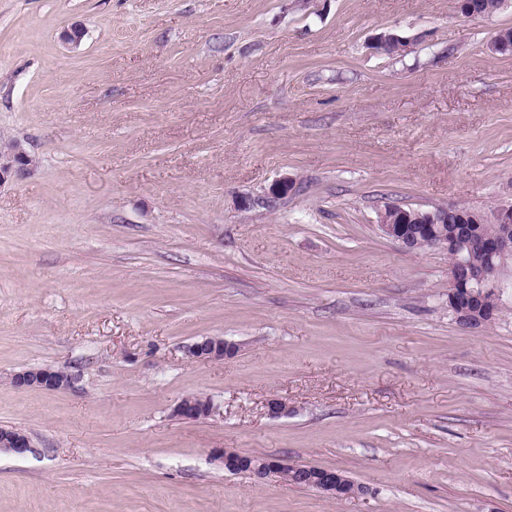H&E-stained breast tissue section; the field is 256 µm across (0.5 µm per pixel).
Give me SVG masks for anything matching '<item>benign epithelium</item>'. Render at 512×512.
I'll return each mask as SVG.
<instances>
[{"mask_svg": "<svg viewBox=\"0 0 512 512\" xmlns=\"http://www.w3.org/2000/svg\"><path fill=\"white\" fill-rule=\"evenodd\" d=\"M35 165V161L21 146L0 153V185L24 177ZM379 214L378 227L381 233L399 242L407 249H413L418 241L427 236V225L444 224L448 216L458 219L465 229L457 227L431 241V247H442L452 257L451 271L448 272V312L455 321L466 329H481L494 319L495 311L481 309L485 295L492 293L502 298L504 291L512 287V267L500 265L498 275L487 281L483 268L474 256L482 254L488 258H502L512 249V204L499 205L491 209L490 219L499 225L495 235H487L471 223L472 214L461 205L439 206L422 214L416 209L406 210L400 206L389 207ZM236 344L222 336H205L186 347V355L204 361H222L235 354ZM13 386L19 389L37 388L59 391L71 387V373L51 367L30 368L19 371L11 377ZM213 405L207 398L193 395L183 397L174 407V414L186 420L204 419L211 415ZM31 450L29 438L19 430L0 434V452L24 454ZM214 460L226 468H240L257 479L285 478L294 481L305 478L303 469L282 458L262 457L256 461L244 462L242 455L231 450H220ZM308 487L331 498H356L364 495V486L347 478L334 469H318L308 478Z\"/></svg>", "mask_w": 512, "mask_h": 512, "instance_id": "7a95c632", "label": "benign epithelium"}]
</instances>
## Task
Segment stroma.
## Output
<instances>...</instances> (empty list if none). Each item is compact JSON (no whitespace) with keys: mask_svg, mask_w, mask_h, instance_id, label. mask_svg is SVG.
I'll use <instances>...</instances> for the list:
<instances>
[{"mask_svg":"<svg viewBox=\"0 0 512 512\" xmlns=\"http://www.w3.org/2000/svg\"><path fill=\"white\" fill-rule=\"evenodd\" d=\"M508 28L454 0H0V144L35 159L0 186V428L32 442L0 512H512V298L460 328L447 250L378 229L512 202ZM203 336L238 351L188 358ZM46 366L73 385L10 382ZM212 411L213 405L209 399L187 395L177 403L173 412L182 419L198 420L209 417ZM242 455L231 450H220L214 454V460L226 468H242L241 473H248L257 479L280 478L288 482L305 479L304 469L277 457H261L252 462H243ZM290 468V469H289ZM283 477V478H282ZM308 488L315 489L331 498H356L364 495L366 489L334 469H317L308 480Z\"/></svg>","mask_w":512,"mask_h":512,"instance_id":"stroma-1","label":"stroma"}]
</instances>
